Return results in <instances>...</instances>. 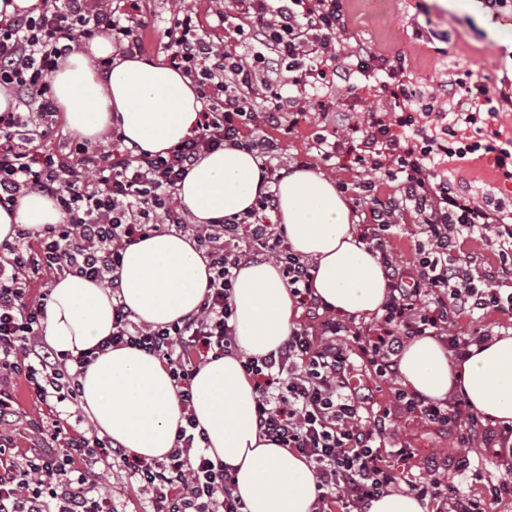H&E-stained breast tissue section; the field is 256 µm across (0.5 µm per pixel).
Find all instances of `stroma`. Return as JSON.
Listing matches in <instances>:
<instances>
[{"label":"stroma","instance_id":"35a3bbf8","mask_svg":"<svg viewBox=\"0 0 512 512\" xmlns=\"http://www.w3.org/2000/svg\"><path fill=\"white\" fill-rule=\"evenodd\" d=\"M171 4L172 0H145L149 25L142 32L144 55L158 62L165 59L163 30ZM345 10L349 25L338 37L341 46L360 43L378 55L405 56L410 87L439 93L440 108L452 102L466 104V88L477 81L485 83L492 93L512 95V45L495 36L496 30L512 26V0L501 7L490 5L488 0H473L469 11L448 9L443 0H345ZM450 82L456 85L451 100L440 94L442 86ZM448 178L512 206V181L503 180L493 155L456 165ZM15 392L19 408L13 429L20 450L50 447V438L33 426L39 419L60 417L71 430L91 427L80 404L64 403L48 409L22 379L16 380ZM395 440L435 459L449 486L463 493L488 489L512 470V459H503L496 448L463 449L454 431L437 428L420 417L400 420ZM464 454L469 456L472 469L480 471V481H473L470 471L458 469Z\"/></svg>","mask_w":512,"mask_h":512}]
</instances>
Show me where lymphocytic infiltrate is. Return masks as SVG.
Listing matches in <instances>:
<instances>
[{
	"mask_svg": "<svg viewBox=\"0 0 512 512\" xmlns=\"http://www.w3.org/2000/svg\"><path fill=\"white\" fill-rule=\"evenodd\" d=\"M234 39L252 46L246 56L226 51L200 31L181 9L170 13L165 53L170 67L190 77L202 104L190 138L166 154H139L120 132L91 144L72 140L67 153L45 149L56 134L57 104L50 77L61 58L100 34L112 37L120 55L141 54L144 27L140 0H39L32 11L0 12V90L15 109L0 113V206L39 192L53 198L61 223L33 232L18 226L14 240L0 242V512H115L102 490L98 468L114 469L150 505V512H245L234 479L205 454L204 432L194 416L175 434L173 451L161 461L128 455L111 438L84 432L51 440L62 449L13 451L11 426L18 403L14 381L25 378L43 404L76 402L78 377L111 347H133L168 368L183 407H191L192 382L208 357L236 353L231 303L235 271L250 260L280 265L307 317L278 352L242 366L257 393L260 436L304 457L315 478L313 512H368L371 502L400 486L437 512H490L512 497V477L491 485L486 496L450 493L432 468L412 474L413 449H386L402 417L418 415L453 426L464 447L512 439V426L484 423L463 398L448 402L399 389L390 408L365 413L368 399L352 382L354 360L380 381L394 375L404 345L421 336L446 342L455 360L468 357L487 333L458 331L462 316L489 311L512 324V211L478 202L466 187L448 182L450 164L479 151L495 152L504 179H512V148L482 143L476 132L498 112L482 83L469 89L467 107L445 115L434 104L417 105L405 82V57L371 56L368 69L355 60L368 55L350 47L341 60L336 35L346 25L343 0H235ZM288 79H281L280 70ZM379 81L378 105L370 112L331 110L323 92L344 81L354 95L356 77ZM319 109L320 131L310 147L323 162L350 156L365 174L357 188L338 181L340 192L356 190L366 215L362 239L379 256L388 292L373 324L338 316L312 288L313 265L291 252L282 225L273 223L282 178L278 143L264 129L296 128L307 106ZM465 127L453 149H437L440 124ZM247 146L261 159L262 192L244 213L192 224L175 203L179 183L202 153ZM399 182L401 201L382 200L379 182ZM417 220L418 240L409 266L393 260L389 238L400 202ZM189 235L208 261L211 276L200 308L165 326L137 323L124 304L113 307L111 336L95 349L72 356L45 344L40 329L46 299L28 301L35 276L50 271L100 282L121 294L117 271L131 244L153 234ZM476 236L498 248L500 269L473 270L456 238ZM29 241V249L18 246Z\"/></svg>",
	"mask_w": 512,
	"mask_h": 512,
	"instance_id": "lymphocytic-infiltrate-1",
	"label": "lymphocytic infiltrate"
}]
</instances>
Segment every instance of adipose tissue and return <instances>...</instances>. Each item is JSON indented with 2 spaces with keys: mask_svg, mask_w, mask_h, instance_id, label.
Returning a JSON list of instances; mask_svg holds the SVG:
<instances>
[{
  "mask_svg": "<svg viewBox=\"0 0 512 512\" xmlns=\"http://www.w3.org/2000/svg\"><path fill=\"white\" fill-rule=\"evenodd\" d=\"M112 40L99 36L75 48L53 79L67 128L96 143L119 130L126 144L158 154L193 135L201 102L189 77L156 61L114 57ZM112 58L98 74L93 63ZM260 182L255 152L227 147L201 156L177 191L193 223L207 224L249 209ZM276 221L291 251L312 262V287L336 312L360 315L381 307L387 280L377 254L361 240L356 218L333 179L311 168H291L277 186ZM63 219L55 201L29 192L14 209L0 207V242L17 226L32 231ZM120 298L85 278L56 279L44 319V339L57 352L78 354L112 334L114 301L136 322L159 326L197 309L209 281L207 265L192 239L157 234L130 245L119 269ZM232 304L238 355L209 358L193 381V415L208 442L206 454L236 479L247 512H312L317 496L304 458L260 437L256 393L241 356L262 357L288 338L300 315L297 300L273 263L250 261L236 272ZM398 369L412 391L435 400L460 395L479 414L512 424V332L472 345L454 361L433 336L410 341ZM81 407L99 435L127 454L163 459L184 422L167 367L141 350L112 348L80 375Z\"/></svg>",
  "mask_w": 512,
  "mask_h": 512,
  "instance_id": "1",
  "label": "adipose tissue"
}]
</instances>
